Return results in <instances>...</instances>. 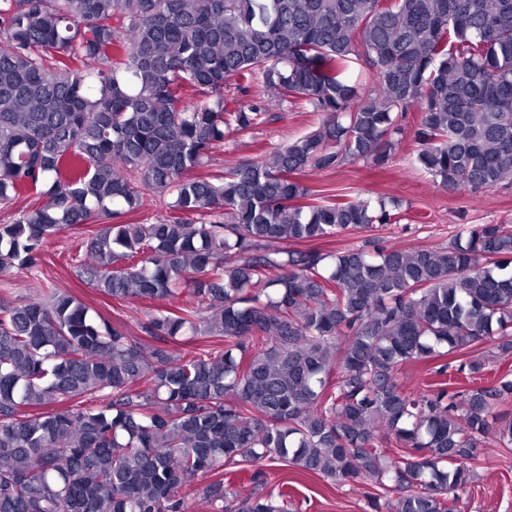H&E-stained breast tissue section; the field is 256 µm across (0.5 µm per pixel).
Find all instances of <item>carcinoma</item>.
<instances>
[{
	"label": "carcinoma",
	"mask_w": 512,
	"mask_h": 512,
	"mask_svg": "<svg viewBox=\"0 0 512 512\" xmlns=\"http://www.w3.org/2000/svg\"><path fill=\"white\" fill-rule=\"evenodd\" d=\"M258 75L228 108L224 90ZM287 105L322 123L186 177L224 130ZM411 110V162L432 180L512 185V0H0V204L32 197L0 224V275L99 222L80 276L119 302L172 301L144 339L53 284L0 304V512H188L192 495L288 512L271 467L371 480L391 512H458L482 438L512 447V379L459 388L480 357L415 394L398 374L476 344L512 352V228L286 249L394 221L396 199L316 202L300 178L387 165ZM153 196L169 214L127 222ZM245 465L241 496L224 474Z\"/></svg>",
	"instance_id": "obj_1"
}]
</instances>
